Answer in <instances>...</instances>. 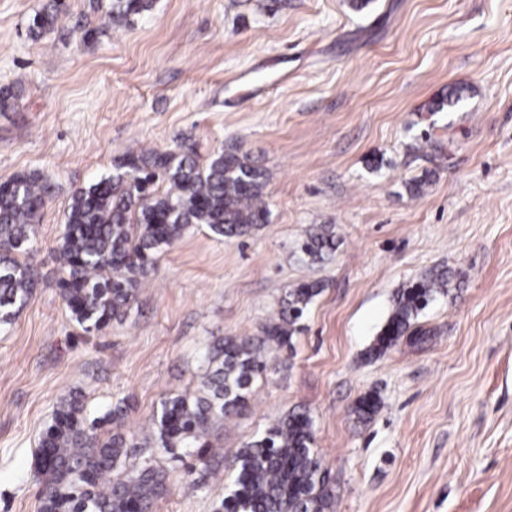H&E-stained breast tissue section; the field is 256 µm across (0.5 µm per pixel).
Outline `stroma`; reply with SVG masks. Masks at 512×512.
<instances>
[{"label":"stroma","instance_id":"obj_1","mask_svg":"<svg viewBox=\"0 0 512 512\" xmlns=\"http://www.w3.org/2000/svg\"><path fill=\"white\" fill-rule=\"evenodd\" d=\"M45 2L0 0V88L20 94L0 112V182L46 187L23 257L37 283L0 329V512H37L39 435L70 391L92 418L124 402L117 430L138 434L198 391L214 337L258 335L312 280L292 349L210 430L223 458L161 456L152 512H217L224 458L292 409L314 422L333 512H512V0H153L128 27L109 24L112 0H66L34 41ZM456 86L463 101L432 111ZM189 148L261 166L266 223L230 241L191 226L124 316L85 331L57 288L72 193L127 153ZM312 224L339 241L313 267L296 250ZM435 266L459 287L419 316L427 341L368 357L395 291ZM64 5L63 0H54L31 18L28 30L33 39H38L46 33L51 32L58 19L61 7Z\"/></svg>","mask_w":512,"mask_h":512}]
</instances>
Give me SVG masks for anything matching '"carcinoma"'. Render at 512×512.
<instances>
[{"label": "carcinoma", "mask_w": 512, "mask_h": 512, "mask_svg": "<svg viewBox=\"0 0 512 512\" xmlns=\"http://www.w3.org/2000/svg\"><path fill=\"white\" fill-rule=\"evenodd\" d=\"M63 0L43 7L31 18L30 36L52 31ZM153 6L152 0H113L109 17L120 26ZM265 171L248 155L217 152L206 165L193 149L180 154L129 153L116 161L112 176L75 191L65 217V230L55 248L61 277L59 294L75 321L100 331L121 316L136 299L140 278L154 269L155 255L174 245L192 224H204L227 239L247 235L267 221ZM45 190L39 177L20 173L0 183V325L11 323L36 279L18 260L36 238ZM299 251L310 265L336 251L331 224H312ZM453 272L428 269L418 281L393 295L390 315L369 357H380L405 342H424L427 331L418 316L437 296L452 290ZM322 288L317 281L288 290L277 315L258 336H224L214 341L203 381L204 395L187 392L167 398L150 418L141 441L113 435L104 440L97 429L115 423L123 407L115 405L102 418H87L81 394L73 391L57 405L42 431L39 454L49 462L39 512H151L167 491L166 474L150 462L120 478L138 451L171 452L181 448L205 461L216 456L205 441L217 423L238 415L252 384L274 368V349L292 347L300 322ZM373 394L360 397L353 412L364 421L378 410ZM314 423L303 411H291L239 449L229 462L231 472L222 512H332L329 477L314 451Z\"/></svg>", "instance_id": "cac0c4a2"}]
</instances>
